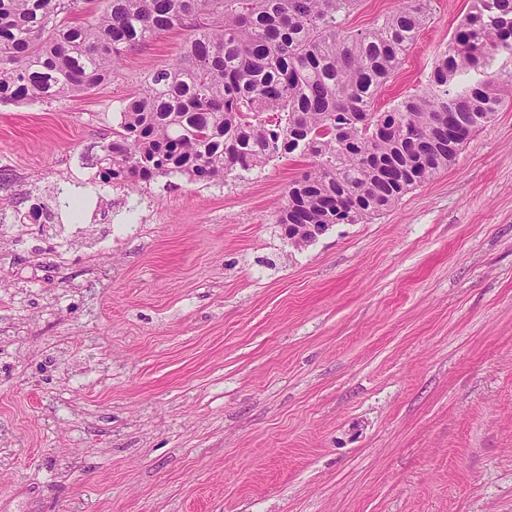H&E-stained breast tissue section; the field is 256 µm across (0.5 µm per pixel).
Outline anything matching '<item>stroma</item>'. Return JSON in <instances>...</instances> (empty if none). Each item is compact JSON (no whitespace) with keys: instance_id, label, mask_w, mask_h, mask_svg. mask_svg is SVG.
<instances>
[{"instance_id":"1","label":"stroma","mask_w":512,"mask_h":512,"mask_svg":"<svg viewBox=\"0 0 512 512\" xmlns=\"http://www.w3.org/2000/svg\"><path fill=\"white\" fill-rule=\"evenodd\" d=\"M470 0L430 19L377 106L421 89ZM181 31L111 83L0 103V512H512L509 99L448 170L297 246L301 156L220 183L98 179L101 147Z\"/></svg>"}]
</instances>
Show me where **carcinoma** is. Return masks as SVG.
<instances>
[{
  "instance_id": "carcinoma-1",
  "label": "carcinoma",
  "mask_w": 512,
  "mask_h": 512,
  "mask_svg": "<svg viewBox=\"0 0 512 512\" xmlns=\"http://www.w3.org/2000/svg\"><path fill=\"white\" fill-rule=\"evenodd\" d=\"M358 0H0V102L55 100L112 80L124 52L172 29L174 62L153 70L102 145L115 186L158 176L224 179L299 153L279 223L358 224L454 164L504 103L494 57L512 55V0H472L425 87L374 110L429 20L400 0L366 31Z\"/></svg>"
}]
</instances>
